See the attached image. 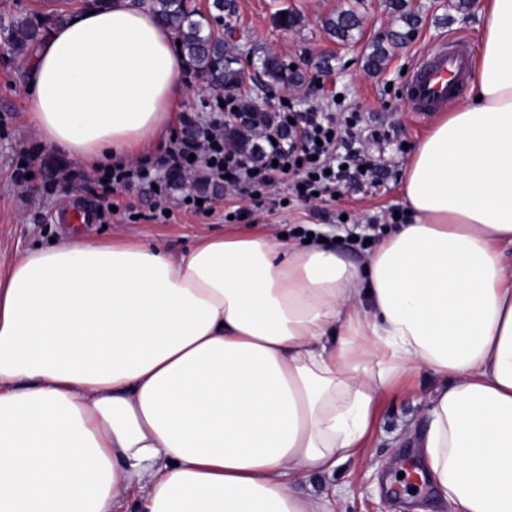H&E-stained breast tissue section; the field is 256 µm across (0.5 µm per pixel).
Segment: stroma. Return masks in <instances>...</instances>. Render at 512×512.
Returning a JSON list of instances; mask_svg holds the SVG:
<instances>
[{
    "label": "stroma",
    "instance_id": "stroma-1",
    "mask_svg": "<svg viewBox=\"0 0 512 512\" xmlns=\"http://www.w3.org/2000/svg\"><path fill=\"white\" fill-rule=\"evenodd\" d=\"M483 2L472 0L466 11L459 12L449 7L448 0H409L420 21L403 45L390 50L384 67L375 73L364 67L366 54L388 31L401 26L384 0H237L236 14L224 22L214 21L213 27L218 31L226 25L232 27V42L241 71L251 72L257 66L258 56L268 51L306 74L303 86L288 90H266L248 79L240 88L242 94H268L274 105L287 97L302 111L311 102L337 93L342 97L343 110L360 113L366 122L387 125L396 142L412 147L432 129L434 122L418 121L402 98L401 89L407 80L405 70L430 45L451 35L465 37L471 51L479 52ZM285 8L301 15L302 21L296 28L286 30L277 24V12ZM348 8L361 16L362 25L354 31L352 40L344 44L325 33L322 20ZM25 79V59L12 53L8 33L0 28V272L18 255L48 247L51 239L61 238L65 225L58 216L70 207L95 214L108 203H117L119 211L108 222L90 224L91 237H147L173 252L186 251L197 236L206 233L253 231L280 240L291 225L310 223V210L302 204L277 210L256 204L251 206L252 214L247 221H225L230 205L247 203L241 196L225 198L220 189L215 192L216 210L209 216L178 212L166 224L126 220L122 206L131 203L138 210H147L148 191H120L110 199L100 198L94 186L84 180L85 175L91 174V167L68 160L44 145L36 131L26 124ZM25 154L33 159L34 177L27 186L19 187L12 180V172ZM385 155L393 159L395 166L383 184L342 191L335 201L329 202V209L365 219L404 208L401 185L410 155L408 151L397 152L394 145L386 147ZM55 168L78 170L82 177L70 183H57L51 174ZM441 384V379L427 368L410 371L380 402L376 424L364 448L333 475L303 477L297 484L298 490L308 493L335 485L344 487L347 494L336 512H453L451 504L434 496L430 487L401 494L392 490L404 463L419 454L417 441L425 430L424 397Z\"/></svg>",
    "mask_w": 512,
    "mask_h": 512
}]
</instances>
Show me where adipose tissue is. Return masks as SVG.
Returning a JSON list of instances; mask_svg holds the SVG:
<instances>
[{
  "label": "adipose tissue",
  "instance_id": "ef3b65f1",
  "mask_svg": "<svg viewBox=\"0 0 512 512\" xmlns=\"http://www.w3.org/2000/svg\"><path fill=\"white\" fill-rule=\"evenodd\" d=\"M474 98L420 140L411 223L362 260L252 232L174 254L67 230L0 273V512H335L299 477L362 448L427 367L421 456L455 512H512V0H485ZM137 0L76 10L27 63L25 117L94 167L151 149L186 95Z\"/></svg>",
  "mask_w": 512,
  "mask_h": 512
}]
</instances>
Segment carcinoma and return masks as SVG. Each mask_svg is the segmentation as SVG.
<instances>
[{
	"mask_svg": "<svg viewBox=\"0 0 512 512\" xmlns=\"http://www.w3.org/2000/svg\"><path fill=\"white\" fill-rule=\"evenodd\" d=\"M181 41L180 49L188 64L218 96L234 94L243 83L234 51L229 41L211 26L210 18L200 11L195 0H140ZM386 5L401 21L405 29L392 30L385 43L373 45L367 55V70H381L389 56L388 47L408 39L418 24V16L408 0H386ZM66 19L63 11L52 13L41 20L29 16H11L7 20L9 42L14 54L27 55L41 42L51 26ZM360 27V19L352 9L342 10L324 20L323 29L330 36L348 41L352 32ZM258 82L263 86L297 87L304 81V74L288 67L279 57L266 53L259 57Z\"/></svg>",
	"mask_w": 512,
	"mask_h": 512,
	"instance_id": "obj_1",
	"label": "carcinoma"
}]
</instances>
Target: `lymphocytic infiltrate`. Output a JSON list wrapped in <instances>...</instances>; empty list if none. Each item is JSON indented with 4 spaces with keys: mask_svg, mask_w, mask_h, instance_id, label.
Masks as SVG:
<instances>
[{
    "mask_svg": "<svg viewBox=\"0 0 512 512\" xmlns=\"http://www.w3.org/2000/svg\"><path fill=\"white\" fill-rule=\"evenodd\" d=\"M180 122L186 134L169 139L156 160L98 171L93 182L102 195L148 188L147 218L165 222L173 215L172 183L189 169L256 202L263 201L277 184H285L288 202L311 205L313 218L323 222L328 211L318 206L319 197L332 198L343 189L376 181L383 167L368 156L367 148L391 137L388 128L366 125L358 113L327 112L317 103L303 112L291 104L280 106L266 140L237 154L225 151L219 127L194 138L188 130L195 127V120L184 114Z\"/></svg>",
    "mask_w": 512,
    "mask_h": 512,
    "instance_id": "f902f5d3",
    "label": "lymphocytic infiltrate"
}]
</instances>
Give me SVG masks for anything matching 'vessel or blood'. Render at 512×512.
<instances>
[{
  "instance_id": "vessel-or-blood-1",
  "label": "vessel or blood",
  "mask_w": 512,
  "mask_h": 512,
  "mask_svg": "<svg viewBox=\"0 0 512 512\" xmlns=\"http://www.w3.org/2000/svg\"><path fill=\"white\" fill-rule=\"evenodd\" d=\"M470 69V53L463 41L437 45L416 64L404 98L419 117H427L444 109L449 100L460 98Z\"/></svg>"
}]
</instances>
